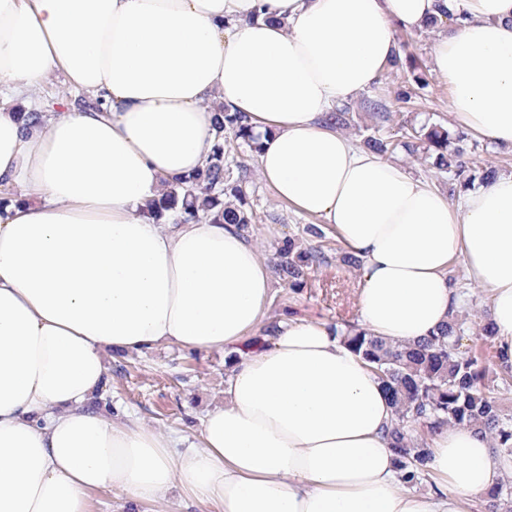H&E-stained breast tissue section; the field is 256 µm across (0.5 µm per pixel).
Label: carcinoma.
<instances>
[{"mask_svg": "<svg viewBox=\"0 0 512 512\" xmlns=\"http://www.w3.org/2000/svg\"><path fill=\"white\" fill-rule=\"evenodd\" d=\"M390 67L400 71L402 102L427 87L423 74L414 65H405L401 54ZM211 108L216 133L205 166L178 179L153 218L161 220L171 213L185 221L210 217L247 236L258 216L251 201L253 180L241 154H258L260 138L244 113L226 105ZM368 110L371 123L365 126L362 147L378 155L402 151L428 162L446 180L452 197L496 173L491 166L475 170L468 165L462 147L466 136L456 128L406 120L397 132L389 133L390 113L383 100H370ZM325 239L321 227L309 224L302 236H288L275 246L274 272L292 291L305 287L308 271L327 259ZM469 322L476 327V345L467 355L460 351V341ZM336 330L343 344L370 365L389 397L394 418L388 436L404 486L413 488L430 476L427 437L440 425L473 426L488 435L494 453L512 456V411L494 396L500 387L512 384V364L495 350V330L488 316L466 309L414 344L387 341L349 321L336 323ZM479 507L481 512H512V478H502Z\"/></svg>", "mask_w": 512, "mask_h": 512, "instance_id": "carcinoma-1", "label": "carcinoma"}]
</instances>
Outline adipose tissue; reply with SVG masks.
<instances>
[{"label": "adipose tissue", "instance_id": "adipose-tissue-1", "mask_svg": "<svg viewBox=\"0 0 512 512\" xmlns=\"http://www.w3.org/2000/svg\"><path fill=\"white\" fill-rule=\"evenodd\" d=\"M439 33L432 67L471 135L512 147V0H0V512H88L118 489L172 488L218 512H467L512 459L467 425L436 428V488L402 489L377 376L329 322L265 327L268 265L231 224L150 216L202 168L213 105L261 136L260 174L361 261L360 326L428 338L459 309L462 260L512 362V172L459 200L325 121L397 51L395 26ZM101 109L25 123L51 73ZM270 344L242 355L260 328ZM230 354L199 450L88 403L108 348Z\"/></svg>", "mask_w": 512, "mask_h": 512}]
</instances>
